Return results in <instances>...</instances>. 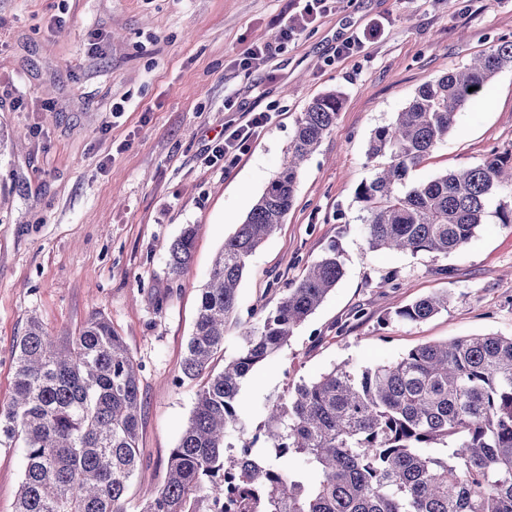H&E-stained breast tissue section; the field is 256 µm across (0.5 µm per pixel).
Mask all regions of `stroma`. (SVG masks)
Returning <instances> with one entry per match:
<instances>
[{
  "label": "stroma",
  "instance_id": "1",
  "mask_svg": "<svg viewBox=\"0 0 512 512\" xmlns=\"http://www.w3.org/2000/svg\"><path fill=\"white\" fill-rule=\"evenodd\" d=\"M291 0H0V405L12 350L30 318L77 335L95 312L124 336L140 366L142 463L126 495L162 485L193 409L183 378L199 289L213 260L278 174L296 120L340 92L336 122L305 162L295 203L250 257L238 313L275 307L307 263L337 246L345 275L275 359L256 367L239 400L251 426L267 399L335 365L374 366L459 336L512 335V224L489 218L449 256L369 249L356 197L375 166L372 132L424 84L457 71L496 40H512V0H338L259 69L239 60L270 40ZM384 35L339 59L338 41L371 20ZM124 110L113 114V104ZM271 110L231 172L208 163L227 121ZM512 147V69L493 77L447 140L412 169L417 184ZM196 236L180 277L167 248ZM395 278L399 289L383 287ZM446 294L448 308L411 323L398 307ZM19 447H0V512H14Z\"/></svg>",
  "mask_w": 512,
  "mask_h": 512
}]
</instances>
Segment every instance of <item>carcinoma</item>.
I'll use <instances>...</instances> for the list:
<instances>
[{
    "label": "carcinoma",
    "mask_w": 512,
    "mask_h": 512,
    "mask_svg": "<svg viewBox=\"0 0 512 512\" xmlns=\"http://www.w3.org/2000/svg\"><path fill=\"white\" fill-rule=\"evenodd\" d=\"M512 68V40L423 85L393 122L374 130L367 154L383 159L357 198L372 249L461 252L512 195V149L480 164L407 184L410 169L448 138L490 79ZM474 91H469V88ZM340 97L313 99L296 121L288 160L224 240L200 289L183 376L201 379L188 424L169 454L166 481L140 512H512V336H463L418 346L373 367H333L286 397L267 400L251 426L242 383L276 357L344 275L330 246L276 307L260 309L238 354L210 367L238 323L237 292L249 258L283 223L300 165L333 126ZM195 228L169 247L179 277ZM448 307L430 295L396 311L421 322ZM14 391L0 409V444L22 442L15 512H125L141 464L140 366L101 314L61 340L33 320L15 346Z\"/></svg>",
    "instance_id": "carcinoma-1"
}]
</instances>
